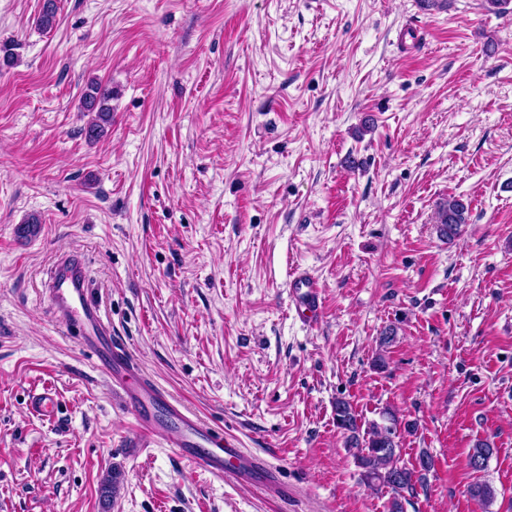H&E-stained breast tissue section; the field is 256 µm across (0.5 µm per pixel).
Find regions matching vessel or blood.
Returning <instances> with one entry per match:
<instances>
[{"label":"vessel or blood","instance_id":"obj_1","mask_svg":"<svg viewBox=\"0 0 512 512\" xmlns=\"http://www.w3.org/2000/svg\"><path fill=\"white\" fill-rule=\"evenodd\" d=\"M88 293L85 264L69 255L58 257L46 288L51 313L105 369L113 391L135 421L140 447L169 445L197 470L251 486L272 498L287 499L288 488L280 481L276 467L237 447L223 429L198 418L151 379L132 352L113 338ZM289 298L290 310L302 324L312 326L322 321L323 291L311 273L291 275ZM30 407L34 415L50 419L58 403L53 392L45 389L33 394Z\"/></svg>","mask_w":512,"mask_h":512}]
</instances>
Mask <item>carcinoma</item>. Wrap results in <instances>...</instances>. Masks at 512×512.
Masks as SVG:
<instances>
[{"instance_id": "1", "label": "carcinoma", "mask_w": 512, "mask_h": 512, "mask_svg": "<svg viewBox=\"0 0 512 512\" xmlns=\"http://www.w3.org/2000/svg\"><path fill=\"white\" fill-rule=\"evenodd\" d=\"M57 24L55 0H44L37 17V25L51 30ZM112 90L91 80L81 97L82 111L91 115L84 128L90 140H96L112 123ZM434 224L439 236L450 241L460 237L469 224V204L460 197H450L436 206ZM336 426L343 431L346 447L356 449L354 460L360 469V480L368 488L390 492L387 512H404L407 496L417 492L427 482L428 474L434 469L433 456L426 450L419 454L416 466H407L400 461L399 443L391 440L392 429L398 425L395 413L390 409L381 412L382 422L362 423L358 414L347 400H336ZM493 448L486 441L474 444L469 452V466L475 461H488Z\"/></svg>"}]
</instances>
